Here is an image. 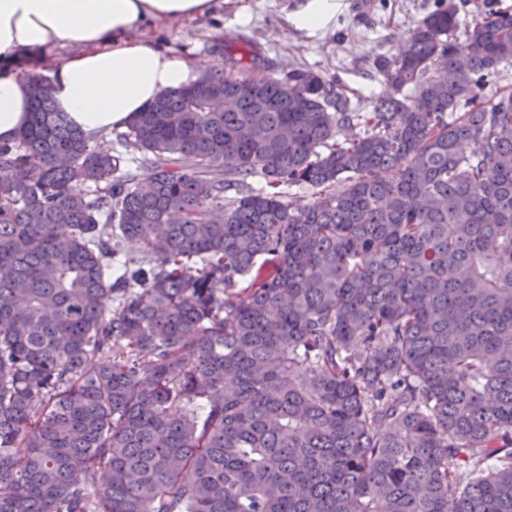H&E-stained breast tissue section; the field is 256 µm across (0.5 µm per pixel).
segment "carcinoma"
Wrapping results in <instances>:
<instances>
[{"mask_svg": "<svg viewBox=\"0 0 512 512\" xmlns=\"http://www.w3.org/2000/svg\"><path fill=\"white\" fill-rule=\"evenodd\" d=\"M457 31L437 0L365 114L226 45L114 141L27 74L0 142V512H512V89L486 95L512 12L481 0L465 53Z\"/></svg>", "mask_w": 512, "mask_h": 512, "instance_id": "carcinoma-1", "label": "carcinoma"}]
</instances>
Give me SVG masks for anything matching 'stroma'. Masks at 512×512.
Segmentation results:
<instances>
[{
	"mask_svg": "<svg viewBox=\"0 0 512 512\" xmlns=\"http://www.w3.org/2000/svg\"><path fill=\"white\" fill-rule=\"evenodd\" d=\"M340 7L325 31L311 34L295 29L289 13L305 0H224V6L204 19L158 23L155 37L164 46L201 60L215 56L214 43L226 38L257 45L262 73L292 67H313L338 77L358 111L368 112L387 84L376 72L377 57L409 35L434 7V0H338Z\"/></svg>",
	"mask_w": 512,
	"mask_h": 512,
	"instance_id": "35a3bbf8",
	"label": "stroma"
}]
</instances>
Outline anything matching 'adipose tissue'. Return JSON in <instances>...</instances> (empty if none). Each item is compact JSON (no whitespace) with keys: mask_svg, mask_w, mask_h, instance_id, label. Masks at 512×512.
<instances>
[{"mask_svg":"<svg viewBox=\"0 0 512 512\" xmlns=\"http://www.w3.org/2000/svg\"><path fill=\"white\" fill-rule=\"evenodd\" d=\"M218 0H0V140L30 119L27 85L10 64L23 48H72L55 64L54 104L84 133L124 127L160 92L184 88L221 59L203 62L163 47L148 32L156 22L197 19Z\"/></svg>","mask_w":512,"mask_h":512,"instance_id":"adipose-tissue-1","label":"adipose tissue"}]
</instances>
